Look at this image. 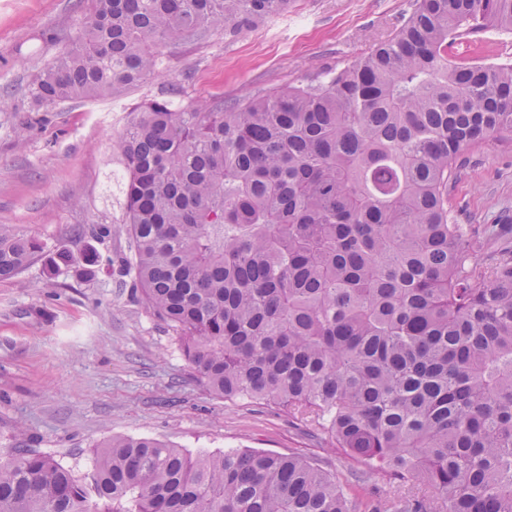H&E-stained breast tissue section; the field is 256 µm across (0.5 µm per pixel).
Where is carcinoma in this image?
<instances>
[{
    "instance_id": "carcinoma-1",
    "label": "carcinoma",
    "mask_w": 512,
    "mask_h": 512,
    "mask_svg": "<svg viewBox=\"0 0 512 512\" xmlns=\"http://www.w3.org/2000/svg\"><path fill=\"white\" fill-rule=\"evenodd\" d=\"M28 84L36 110L117 96L160 45L239 32L288 0H86ZM512 31V0H413L349 66L226 106L153 100L118 140L122 271L215 395L311 426L357 479L421 488L392 512H512V224H454L468 146L512 133V67L464 63V34ZM43 243L0 227V278ZM0 512H380L316 459L189 453L113 436L80 474L0 458Z\"/></svg>"
}]
</instances>
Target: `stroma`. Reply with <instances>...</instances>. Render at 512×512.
<instances>
[{"instance_id":"stroma-1","label":"stroma","mask_w":512,"mask_h":512,"mask_svg":"<svg viewBox=\"0 0 512 512\" xmlns=\"http://www.w3.org/2000/svg\"><path fill=\"white\" fill-rule=\"evenodd\" d=\"M411 0H290L229 35L216 25L161 46L160 66L122 96L26 109L25 91L85 17L84 0H0V225L45 246L0 279V456L35 448L87 470L107 436L178 448H253L348 464L305 424L209 393L121 271L133 242L112 171L117 141L147 103L241 101L324 76L389 38ZM448 186L458 224H512V135L469 146ZM111 232L94 237V227ZM68 255L69 263L58 260Z\"/></svg>"}]
</instances>
